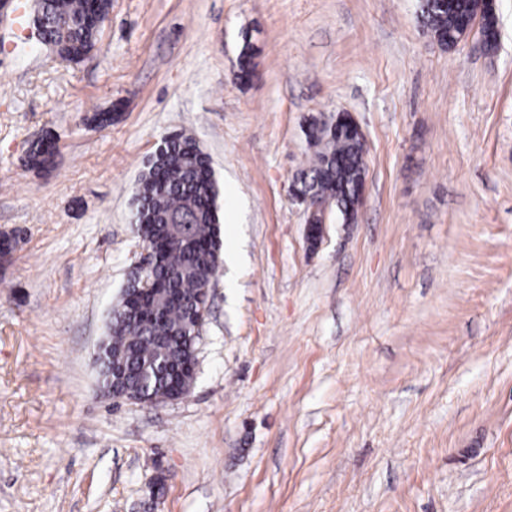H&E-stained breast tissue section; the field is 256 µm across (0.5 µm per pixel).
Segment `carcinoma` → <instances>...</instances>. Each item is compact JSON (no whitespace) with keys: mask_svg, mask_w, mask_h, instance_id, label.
I'll use <instances>...</instances> for the list:
<instances>
[{"mask_svg":"<svg viewBox=\"0 0 512 512\" xmlns=\"http://www.w3.org/2000/svg\"><path fill=\"white\" fill-rule=\"evenodd\" d=\"M112 0H35L38 45H51L57 56L79 61L95 48ZM482 11L481 0H456L448 11L436 0H423L424 27L444 47L466 34L464 18ZM314 148L293 179L301 194L336 207L343 223H353L356 187L364 172L365 140L336 135L308 123ZM52 142L32 146L27 164L47 167ZM133 224L137 234L160 250L157 275L168 293L143 302H118L99 357L100 389L108 396L134 394L144 404L162 403L194 382L199 304L221 263L219 186L209 156L196 141L172 132L140 172L134 188Z\"/></svg>","mask_w":512,"mask_h":512,"instance_id":"carcinoma-1","label":"carcinoma"}]
</instances>
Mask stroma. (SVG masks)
Instances as JSON below:
<instances>
[{
	"instance_id": "1",
	"label": "stroma",
	"mask_w": 512,
	"mask_h": 512,
	"mask_svg": "<svg viewBox=\"0 0 512 512\" xmlns=\"http://www.w3.org/2000/svg\"><path fill=\"white\" fill-rule=\"evenodd\" d=\"M421 4L112 0L77 63L0 22V512H512V0L491 50L440 46ZM339 112L365 192L313 243L288 187ZM181 130L220 187L198 372L115 402L134 185Z\"/></svg>"
}]
</instances>
